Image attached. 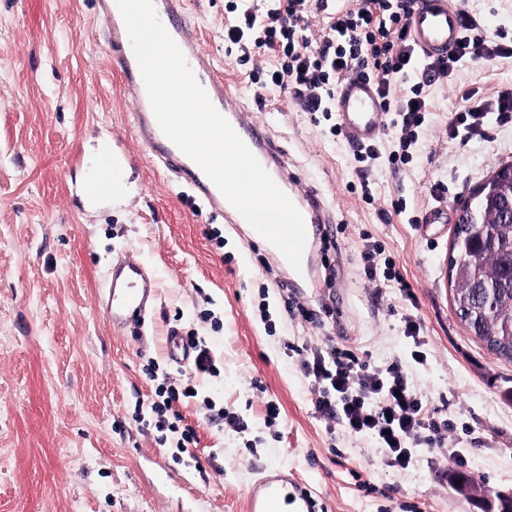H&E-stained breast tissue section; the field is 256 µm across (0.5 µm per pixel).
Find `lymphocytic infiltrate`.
Listing matches in <instances>:
<instances>
[{"label":"lymphocytic infiltrate","instance_id":"1","mask_svg":"<svg viewBox=\"0 0 512 512\" xmlns=\"http://www.w3.org/2000/svg\"><path fill=\"white\" fill-rule=\"evenodd\" d=\"M319 0H232L233 20L224 37L238 45L239 61L251 64L256 95L269 90L289 96L304 112L331 114L336 88L345 77L372 79L387 114L386 142L357 147L354 158L365 169L382 166L400 170L409 160L432 110L429 89L447 83L466 61L491 62L512 56V48L483 35L476 19L462 14V44L448 56L421 57L409 35L414 0H353L333 17H323ZM315 39H307V30ZM273 58V66L255 60L254 52ZM406 92H398V83ZM512 118V94L500 92L471 101L456 113L454 133L478 134L490 115ZM302 368L312 382L314 414L339 425L353 438L369 436L387 466L410 468L421 447L443 446L453 425L432 420L400 363L373 366L335 347L306 346ZM152 410L161 429L176 433L175 446L184 451L196 441L190 426L168 420L177 404L196 397L193 386L161 383Z\"/></svg>","mask_w":512,"mask_h":512}]
</instances>
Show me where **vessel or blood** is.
<instances>
[{
  "label": "vessel or blood",
  "instance_id": "vessel-or-blood-1",
  "mask_svg": "<svg viewBox=\"0 0 512 512\" xmlns=\"http://www.w3.org/2000/svg\"><path fill=\"white\" fill-rule=\"evenodd\" d=\"M158 16L182 50L196 80L206 91L214 107L230 122L256 156L262 167L289 196L301 212L308 239H315L331 216L323 201L310 190L298 187L295 176L261 133L259 124L245 119L247 106L237 88L217 76L211 62L202 54L185 19L186 0H156ZM112 25L109 57L120 68L128 99L133 105L134 124L139 137L149 144L164 165L195 186L213 212L222 214L226 223H243V216L227 201L204 172L162 132L147 97L145 84L134 57L122 20L107 15ZM411 38L426 58L447 55L454 50L462 33L460 11L450 0H416L409 19ZM336 121L353 145L376 142L384 133L386 114L371 79L352 75L336 90ZM116 161L111 151H101L92 175L84 187V200L97 204L110 199L115 189ZM109 295L107 314L113 325L141 316L157 295V284L143 267L128 262L113 267L104 283ZM312 502L301 486L287 475L277 473L260 478L247 496V512H311Z\"/></svg>",
  "mask_w": 512,
  "mask_h": 512
}]
</instances>
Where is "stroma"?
Here are the masks:
<instances>
[{
  "label": "stroma",
  "mask_w": 512,
  "mask_h": 512,
  "mask_svg": "<svg viewBox=\"0 0 512 512\" xmlns=\"http://www.w3.org/2000/svg\"><path fill=\"white\" fill-rule=\"evenodd\" d=\"M456 2L484 35L512 39V0ZM227 3L187 0L193 33L336 218L312 248L320 292L295 299L307 318L286 312L288 269L265 243L213 216L138 138L95 0H0V512H245L249 487L271 470L288 472L315 512H482L453 477L512 493V362L456 317L446 263L457 202L512 163V124L463 139L449 124L465 92L512 86V59L465 64L432 87L410 162L378 169L368 201L351 145L322 114L276 91L255 101L249 66L224 40ZM105 145L129 173L126 189L90 208L82 189ZM397 199L405 213L383 220ZM432 207L444 223H421ZM371 245L409 293L390 281L367 287ZM124 258L154 275L158 296L144 322L115 327L102 286ZM408 314L422 327V364L404 334ZM195 341L216 374H194ZM308 342L373 366L400 362L430 413L454 421L446 446L421 448L403 471L385 466L371 439L328 432L296 353ZM155 367L198 392L178 407L198 437L187 452L160 441ZM221 409L246 429L225 426ZM453 448L465 465L449 460Z\"/></svg>",
  "instance_id": "35a3bbf8"
}]
</instances>
